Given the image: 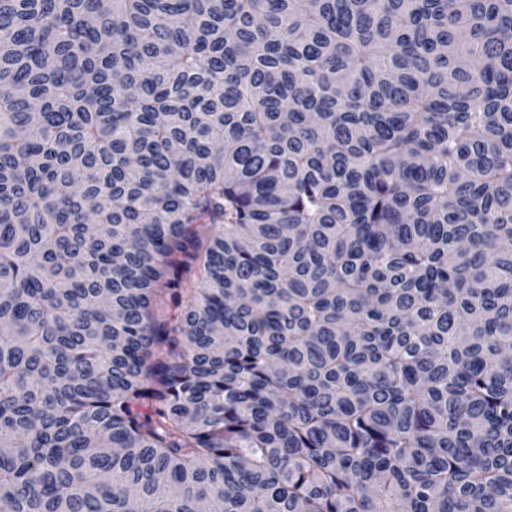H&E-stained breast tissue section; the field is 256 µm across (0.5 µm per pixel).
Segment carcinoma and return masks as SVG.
Returning <instances> with one entry per match:
<instances>
[{"label": "carcinoma", "instance_id": "cac0c4a2", "mask_svg": "<svg viewBox=\"0 0 512 512\" xmlns=\"http://www.w3.org/2000/svg\"><path fill=\"white\" fill-rule=\"evenodd\" d=\"M0 512H512V0H0Z\"/></svg>", "mask_w": 512, "mask_h": 512}]
</instances>
